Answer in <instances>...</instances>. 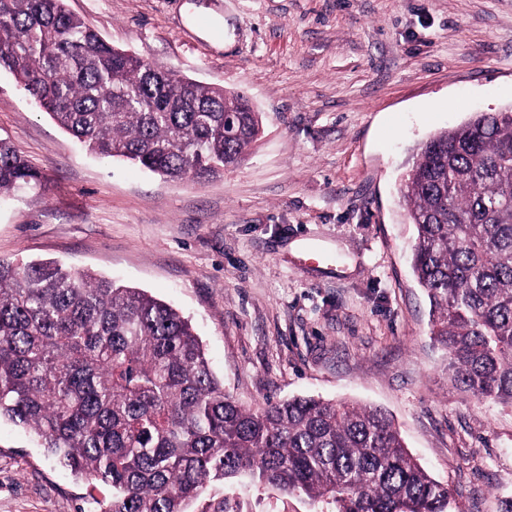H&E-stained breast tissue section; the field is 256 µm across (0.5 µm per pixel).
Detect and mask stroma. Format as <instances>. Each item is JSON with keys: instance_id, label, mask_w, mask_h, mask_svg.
I'll return each instance as SVG.
<instances>
[{"instance_id": "35a3bbf8", "label": "stroma", "mask_w": 512, "mask_h": 512, "mask_svg": "<svg viewBox=\"0 0 512 512\" xmlns=\"http://www.w3.org/2000/svg\"><path fill=\"white\" fill-rule=\"evenodd\" d=\"M112 45L243 93L263 133L240 165L172 182L87 153L0 70V138L42 184L0 201V259H54L191 321L226 396L391 414L450 512L512 498V406L448 380L414 279L401 175L419 143L512 108V0H66ZM224 20L216 48L191 19ZM90 486L0 420V512H100ZM332 512L299 492L208 487L191 512Z\"/></svg>"}]
</instances>
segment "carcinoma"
Instances as JSON below:
<instances>
[{
	"label": "carcinoma",
	"mask_w": 512,
	"mask_h": 512,
	"mask_svg": "<svg viewBox=\"0 0 512 512\" xmlns=\"http://www.w3.org/2000/svg\"><path fill=\"white\" fill-rule=\"evenodd\" d=\"M0 69L87 150L173 180L236 168L260 135L247 97L114 48L65 0H0ZM39 180L0 139V196ZM400 193L451 382L512 405V110L430 136ZM2 418L109 487L101 512H188L210 482L242 476L336 512L450 503L382 409L312 396L241 407L177 309L53 260H0Z\"/></svg>",
	"instance_id": "obj_1"
}]
</instances>
